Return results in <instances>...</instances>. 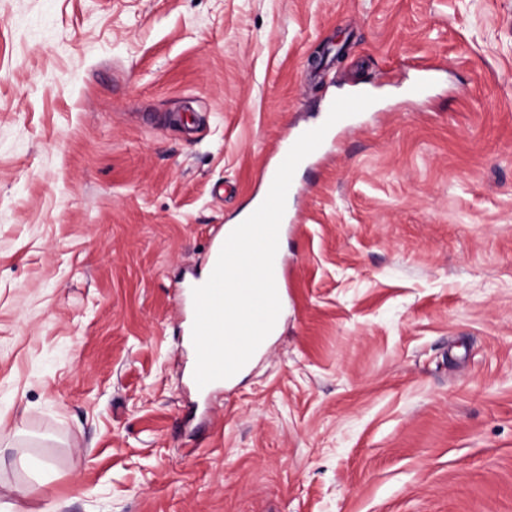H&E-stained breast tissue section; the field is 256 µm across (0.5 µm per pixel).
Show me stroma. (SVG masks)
Listing matches in <instances>:
<instances>
[{"label":"stroma","instance_id":"35a3bbf8","mask_svg":"<svg viewBox=\"0 0 512 512\" xmlns=\"http://www.w3.org/2000/svg\"><path fill=\"white\" fill-rule=\"evenodd\" d=\"M357 93L292 180L278 334L199 394L181 287L277 145ZM18 501L512 512V0H0Z\"/></svg>","mask_w":512,"mask_h":512}]
</instances>
